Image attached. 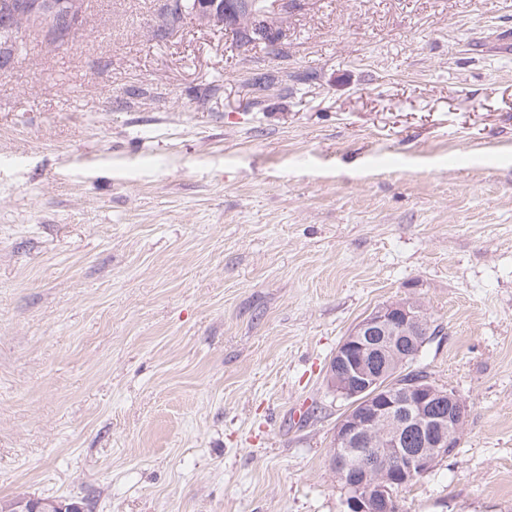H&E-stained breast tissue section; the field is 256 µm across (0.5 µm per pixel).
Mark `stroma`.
I'll return each mask as SVG.
<instances>
[{
  "instance_id": "stroma-1",
  "label": "stroma",
  "mask_w": 512,
  "mask_h": 512,
  "mask_svg": "<svg viewBox=\"0 0 512 512\" xmlns=\"http://www.w3.org/2000/svg\"><path fill=\"white\" fill-rule=\"evenodd\" d=\"M164 3L0 70V500L344 512L330 361L416 297L466 418L399 510L512 512V0H288L242 48Z\"/></svg>"
}]
</instances>
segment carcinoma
I'll return each mask as SVG.
<instances>
[{"mask_svg":"<svg viewBox=\"0 0 512 512\" xmlns=\"http://www.w3.org/2000/svg\"><path fill=\"white\" fill-rule=\"evenodd\" d=\"M48 0H0V69L11 65L13 53L22 42L23 34L32 27L44 23L50 24V37L55 43H74L76 38L69 37L65 24L46 15ZM202 0H182L185 10L183 15L163 14L157 26V34L163 35L178 26L183 17L193 15L190 8ZM236 41L246 45L257 39V33L264 31V26L257 25V20L250 24L234 28Z\"/></svg>","mask_w":512,"mask_h":512,"instance_id":"cac0c4a2","label":"carcinoma"}]
</instances>
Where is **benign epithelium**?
I'll return each mask as SVG.
<instances>
[{
	"label": "benign epithelium",
	"mask_w": 512,
	"mask_h": 512,
	"mask_svg": "<svg viewBox=\"0 0 512 512\" xmlns=\"http://www.w3.org/2000/svg\"><path fill=\"white\" fill-rule=\"evenodd\" d=\"M260 2L259 14L277 26L288 0ZM52 11L73 24L80 0H65ZM243 22L220 8L201 16L205 28ZM429 325L418 301L386 303L358 321L332 357L336 395L351 401L336 424L331 450L332 469L346 492V512H392L397 489L427 474L459 443L463 402L429 380L403 374ZM42 504L56 512H81L75 502L31 496L3 506V512H41Z\"/></svg>",
	"instance_id": "7a95c632"
}]
</instances>
